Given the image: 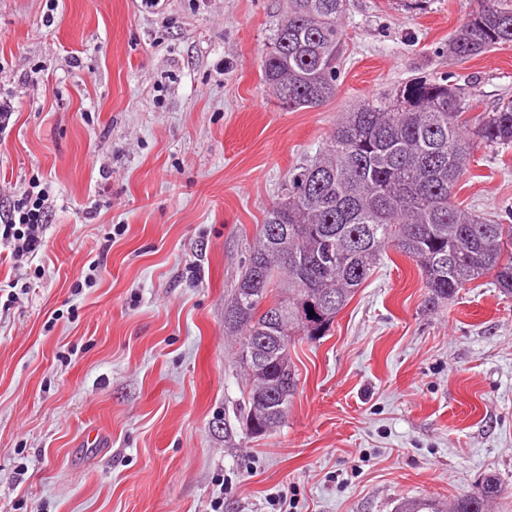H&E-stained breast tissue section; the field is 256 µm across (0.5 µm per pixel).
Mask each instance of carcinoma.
I'll return each instance as SVG.
<instances>
[{
	"instance_id": "1",
	"label": "carcinoma",
	"mask_w": 512,
	"mask_h": 512,
	"mask_svg": "<svg viewBox=\"0 0 512 512\" xmlns=\"http://www.w3.org/2000/svg\"><path fill=\"white\" fill-rule=\"evenodd\" d=\"M346 0H288L269 39L262 80L287 110L321 107L336 97ZM512 44V9L483 0L448 41L458 62ZM464 89L446 79L412 78L393 95L340 120L316 159L288 172L284 194L266 211L248 262L224 307V328L240 336L245 371L238 427L224 437L266 435L285 424L288 405L275 386L293 374L295 337L319 339L372 275L387 250L413 260L432 310L490 277L512 295V224L453 201L475 142L512 146V97L474 120ZM327 304L310 326L297 306ZM501 484L486 477L457 497L449 512H487ZM395 512H444L431 499L402 501Z\"/></svg>"
}]
</instances>
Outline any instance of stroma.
<instances>
[{
	"label": "stroma",
	"instance_id": "1",
	"mask_svg": "<svg viewBox=\"0 0 512 512\" xmlns=\"http://www.w3.org/2000/svg\"><path fill=\"white\" fill-rule=\"evenodd\" d=\"M479 6L347 0L334 100L288 111L261 78L286 0H0V214L35 179L52 199L37 256L0 261L34 284L0 298V512H394L488 475L512 512V298L426 309L394 251L292 349L285 424L224 444L245 384L224 302L289 170L409 79L475 116L512 95V45L448 54ZM455 200L511 212L512 148L475 145Z\"/></svg>",
	"mask_w": 512,
	"mask_h": 512
}]
</instances>
